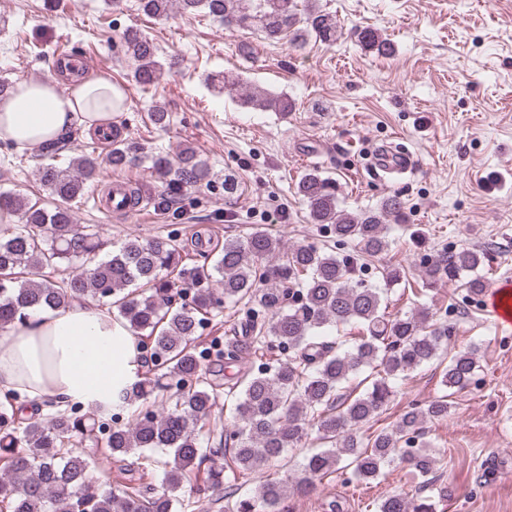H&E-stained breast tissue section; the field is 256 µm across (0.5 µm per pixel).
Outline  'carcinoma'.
<instances>
[{"label": "carcinoma", "instance_id": "obj_1", "mask_svg": "<svg viewBox=\"0 0 512 512\" xmlns=\"http://www.w3.org/2000/svg\"><path fill=\"white\" fill-rule=\"evenodd\" d=\"M318 0H140V9L162 18L177 10L203 12L226 28L254 29L269 41L290 37L295 47L313 36L324 43L338 38L336 16ZM359 45L387 55L392 47L377 30L353 31ZM134 61V80L147 88L164 74L154 43L137 29L124 35ZM222 89L235 91L241 104L283 116L293 111L285 94L251 90L226 74ZM74 132L39 145L40 184L53 207L20 194H0V211L19 216V224L0 225V332L23 321L28 312L66 306L91 297L116 311L129 330L150 346V371L120 397L137 405L125 426L102 421L109 407L83 412L71 403L46 417L19 415L16 397L0 405V507L6 512H194L210 493L248 477L251 492L227 501L224 512H288V500L316 489V481L335 474L345 481H374L385 469L410 463L420 484L440 468L424 440L425 425L448 417V393L411 404L392 425L364 437L360 429L389 410L404 381L418 368L442 366V385L456 392L476 382L480 346L448 351L454 324L421 305L401 315L385 313L390 286L401 280L397 267L382 268L384 286L363 278L369 261L390 249L389 221L404 222L406 203L398 193L375 207L339 208L336 183L310 169L297 194L308 220L326 231L325 240L286 245L255 228L224 240L217 257L195 242L198 259H189L184 239L172 233L152 239L126 238L106 259L99 258V232L77 224L72 203L99 186L103 169L120 171L142 159L161 183L154 205L167 209L187 184L211 181L196 149L186 145L171 157L148 154L124 127L112 124L106 155L84 153L63 168L57 158L69 149ZM486 255L472 248L443 249L419 259L421 280L460 282L463 299L476 301L485 289L477 271ZM50 269V278H33ZM238 308L246 319L243 345L256 353L279 352L240 376L219 383L203 371L192 342L205 322ZM361 379L362 392L352 386ZM230 404V425L217 446L203 441L219 396ZM91 442L113 460L131 453L147 466L163 469V489L129 477L110 489L93 486L85 453L76 444ZM292 448L306 453L292 473L272 478L266 469ZM206 471L203 483L186 495L190 474ZM375 512H437L432 496H385Z\"/></svg>", "mask_w": 512, "mask_h": 512}]
</instances>
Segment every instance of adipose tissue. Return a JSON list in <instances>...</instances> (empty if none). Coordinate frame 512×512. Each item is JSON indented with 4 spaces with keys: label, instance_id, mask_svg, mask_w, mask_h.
Masks as SVG:
<instances>
[{
    "label": "adipose tissue",
    "instance_id": "obj_1",
    "mask_svg": "<svg viewBox=\"0 0 512 512\" xmlns=\"http://www.w3.org/2000/svg\"><path fill=\"white\" fill-rule=\"evenodd\" d=\"M124 92L111 76L51 82L21 81L0 100V141L33 148L68 129L96 131L111 125ZM136 337L122 320L86 299L31 313L0 339V396L23 403L54 400L109 404L141 376Z\"/></svg>",
    "mask_w": 512,
    "mask_h": 512
}]
</instances>
